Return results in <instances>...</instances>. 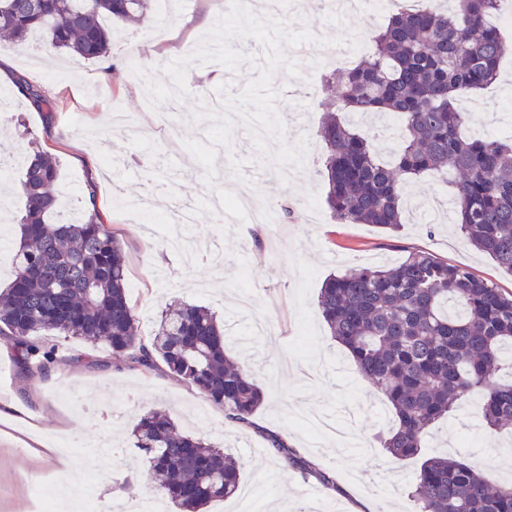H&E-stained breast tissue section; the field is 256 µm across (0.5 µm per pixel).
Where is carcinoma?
<instances>
[{"instance_id": "obj_1", "label": "carcinoma", "mask_w": 512, "mask_h": 512, "mask_svg": "<svg viewBox=\"0 0 512 512\" xmlns=\"http://www.w3.org/2000/svg\"><path fill=\"white\" fill-rule=\"evenodd\" d=\"M454 2L450 13L427 5L392 14L373 51L321 100L325 202L339 224L395 233L403 224L404 186L425 177L444 182L461 236L512 276V136L465 135L468 113L457 105L498 77L506 45L489 18L501 0ZM151 10L152 0H0V36L22 45L38 30L50 50L98 60L109 51L108 21H144ZM19 90L53 118L39 88L24 82ZM364 112L400 117L392 161L377 149L387 133L353 120ZM58 176L56 160L35 150L20 182L15 277L0 290V335L14 340L19 370L41 375L58 360V349L31 341L42 331L99 340L136 367H164L227 420L252 425L264 394L248 368L229 358L214 313L171 303L142 342L127 300L125 254L94 196L86 221L50 222ZM318 306L357 373L390 403L396 425L381 442L395 459L419 455L431 428L473 395L482 398L487 430L512 431V293L467 266L411 251L392 266L327 276ZM132 436L154 490L178 512H199L238 492L239 459L184 432L168 412L144 414ZM269 441L285 464L334 486L282 439ZM409 495L418 512H512V482L492 486L476 467L444 455L424 460Z\"/></svg>"}]
</instances>
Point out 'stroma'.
<instances>
[{
    "instance_id": "1",
    "label": "stroma",
    "mask_w": 512,
    "mask_h": 512,
    "mask_svg": "<svg viewBox=\"0 0 512 512\" xmlns=\"http://www.w3.org/2000/svg\"><path fill=\"white\" fill-rule=\"evenodd\" d=\"M326 0H311V9L289 15L287 29H308L332 44L345 45L369 36L382 19L361 14L349 19L325 15ZM218 19L217 0H168L167 9H153L149 18L115 33L105 58L87 61L69 55L48 56L45 36L29 40L25 49L0 39V56L11 63V83L4 91L9 107L0 112V142L28 151L38 141L55 156L60 178L55 187L56 212L84 213L88 193L97 196L99 210L122 243L127 261V298L143 339L153 335L165 304L189 301L211 307L233 340L231 356L245 361L265 395L252 427L229 424L223 412L211 408L200 419L205 397L167 374L144 371L118 362L111 347L83 338L60 339L44 331L35 342L58 346L65 360L52 364L40 378L20 374L13 343L0 335V397L18 399L20 411L0 424V512H30L34 500L57 502L60 485H89L100 512L113 505L136 503L151 493L148 467L132 440L136 419L156 408L169 410L183 430L220 447L231 448L242 465V489L254 490L258 512H307L299 494L314 484L285 464L268 445L272 435L331 476L334 488H321L319 502L341 505L342 512H414L408 495L425 457L442 451L476 466L491 484L512 479L501 465L512 455V435H487L475 413L479 397L435 428L420 456L397 460L380 448L375 437L394 424L390 404L360 377L345 351L334 341L317 303L323 280L352 266L401 261L409 251H427L448 263L468 266L477 276L512 292V276L464 244L450 220L426 227L418 217L405 218L400 231L388 234L370 224H339L327 217L324 150L316 130L322 112L323 75L336 68L335 59L297 55V77L277 69L273 87L276 107L285 124V140L297 145L307 137L305 168L292 184L281 182L273 167L257 163L259 152L249 135L235 130L230 146L222 148L214 186L204 181L198 163H185V138L203 139L205 123H191V111L217 99L225 67L191 66L187 94L181 98L177 126L160 124L167 105L149 109L142 101L147 81L169 83L164 67L190 53L201 32V15ZM501 73L488 89L477 92L469 114L470 136L496 134L512 127V32ZM145 76L135 74V67ZM38 86L58 104L52 124L21 95L15 79ZM23 170H0V288L14 274L17 222L23 201L18 190ZM247 182L254 199L285 209L286 219L274 228L230 223L207 205L215 188ZM154 188L155 208L172 213L176 204L194 206L192 233L209 238L211 251L185 263L168 249L170 224H141L121 209L119 196L142 195ZM249 293L257 312L277 330L274 343L254 336L249 319L238 307ZM99 366H87L86 353ZM68 438L80 449L79 459L67 453L35 455L36 434Z\"/></svg>"
}]
</instances>
